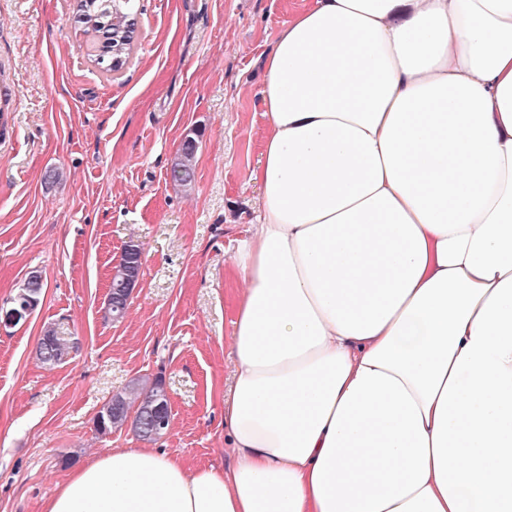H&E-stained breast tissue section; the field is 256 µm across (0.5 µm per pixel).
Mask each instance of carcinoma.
<instances>
[{
    "instance_id": "carcinoma-1",
    "label": "carcinoma",
    "mask_w": 512,
    "mask_h": 512,
    "mask_svg": "<svg viewBox=\"0 0 512 512\" xmlns=\"http://www.w3.org/2000/svg\"><path fill=\"white\" fill-rule=\"evenodd\" d=\"M78 21L84 32L102 40L95 61L107 72H118L127 63L137 36L134 0H77ZM197 149L196 140L186 139L173 167V178L186 185L194 175V161ZM46 335L53 337L48 342L41 340L37 347V358L46 365H55L63 360L69 346L55 337L52 329ZM163 381L135 382L125 391L114 395L98 412L94 424L100 434H110L114 430L129 427L139 438L154 441L163 436L156 429L151 417L154 401ZM137 404L135 414H129L132 404Z\"/></svg>"
}]
</instances>
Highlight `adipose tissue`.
<instances>
[{"mask_svg": "<svg viewBox=\"0 0 512 512\" xmlns=\"http://www.w3.org/2000/svg\"><path fill=\"white\" fill-rule=\"evenodd\" d=\"M265 70L232 465L117 448L43 512H512V0H312Z\"/></svg>", "mask_w": 512, "mask_h": 512, "instance_id": "obj_1", "label": "adipose tissue"}]
</instances>
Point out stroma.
Segmentation results:
<instances>
[{
    "label": "stroma",
    "instance_id": "stroma-1",
    "mask_svg": "<svg viewBox=\"0 0 512 512\" xmlns=\"http://www.w3.org/2000/svg\"><path fill=\"white\" fill-rule=\"evenodd\" d=\"M309 0H137L117 73L93 62L76 0H0V306L38 272L37 307L0 325V512H42L74 467L140 448L97 413L132 381L162 378L172 422L153 441L192 466L225 467L238 240L261 205L251 179L267 118L263 60ZM196 137L195 179L170 177ZM57 180H50V173ZM142 277L120 321L105 306L128 241ZM69 345L49 367L47 330Z\"/></svg>",
    "mask_w": 512,
    "mask_h": 512
}]
</instances>
